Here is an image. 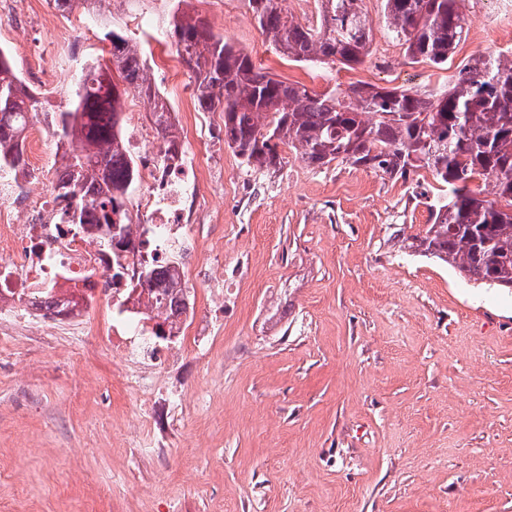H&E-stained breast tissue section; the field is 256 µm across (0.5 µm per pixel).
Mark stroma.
Returning <instances> with one entry per match:
<instances>
[{
    "label": "stroma",
    "instance_id": "1",
    "mask_svg": "<svg viewBox=\"0 0 512 512\" xmlns=\"http://www.w3.org/2000/svg\"><path fill=\"white\" fill-rule=\"evenodd\" d=\"M172 0H100L136 39L199 168L192 327L178 362L136 364L160 396L143 408L112 358V291L86 297L83 330L0 333V512H512V288L468 281L398 245L428 222L438 185L291 150L254 172L202 111L165 35ZM464 41L439 70L374 52L363 64L283 59L247 0H189L215 35L318 92L369 83L442 88L470 59L512 51V10L463 0ZM10 50L45 110L28 135L52 178V110L66 70L109 58L86 18L48 0H0Z\"/></svg>",
    "mask_w": 512,
    "mask_h": 512
}]
</instances>
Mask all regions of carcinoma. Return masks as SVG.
<instances>
[{"instance_id":"obj_1","label":"carcinoma","mask_w":512,"mask_h":512,"mask_svg":"<svg viewBox=\"0 0 512 512\" xmlns=\"http://www.w3.org/2000/svg\"><path fill=\"white\" fill-rule=\"evenodd\" d=\"M100 0H49L67 18L80 9L97 18ZM173 0L166 30L191 74L201 110L224 113V145L241 164L270 171L282 164L280 147L291 148L312 167L335 160L364 167L390 180L407 181L428 169L442 194L428 204L424 234L402 236L403 248L453 267L460 276L490 287L512 288V56L492 54L463 65L450 85L434 93L372 85L317 93L298 82L275 79L251 57L213 34L207 20ZM262 34L294 62L357 64L371 55V20L365 0H320V23L295 20L282 0H247ZM463 0H384L389 32L416 62L435 68L463 40ZM110 43L112 71L85 58L81 75L64 91L54 113L53 135L63 149L54 169L65 223L101 230L100 244L113 258L105 285L123 275L120 252L132 244L130 206L140 186L138 163L126 144L122 104L139 95L164 146H179L176 113L147 77V59L133 39L102 33ZM42 108L38 93L0 48V167L30 177L25 140ZM492 180L494 198L471 187ZM150 318L154 336L174 338L173 321L194 310L190 289L171 260L157 264L146 252ZM168 287L154 292V286ZM43 311L57 315L72 300L53 281L44 282Z\"/></svg>"}]
</instances>
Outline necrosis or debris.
Instances as JSON below:
<instances>
[{
    "mask_svg": "<svg viewBox=\"0 0 512 512\" xmlns=\"http://www.w3.org/2000/svg\"><path fill=\"white\" fill-rule=\"evenodd\" d=\"M154 127L134 124L129 131V143L143 158L140 180L145 188L138 201L140 209L149 214L150 244L159 257L179 249L193 256L191 240L180 233L185 220V204L191 193L196 171L190 159L177 167L161 171ZM22 177L0 179V302L23 296L25 304L19 313L0 312L5 322L25 324L36 316L38 308L31 288L45 280L55 279L81 288H95L106 270L97 232L62 235L60 206L54 183L28 188L24 202L28 219L17 224L13 209L6 200L22 185ZM118 324L112 330V354L121 361L155 362L174 360L176 350L156 346L148 337L145 319L133 315L126 305L117 308Z\"/></svg>",
    "mask_w": 512,
    "mask_h": 512,
    "instance_id": "4bbe7bcc",
    "label": "necrosis or debris"
}]
</instances>
